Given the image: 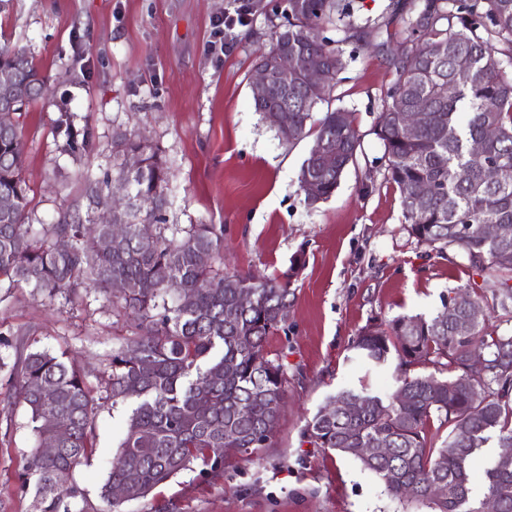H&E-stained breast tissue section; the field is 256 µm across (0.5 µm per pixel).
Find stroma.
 Instances as JSON below:
<instances>
[{"mask_svg":"<svg viewBox=\"0 0 512 512\" xmlns=\"http://www.w3.org/2000/svg\"><path fill=\"white\" fill-rule=\"evenodd\" d=\"M245 7V18L208 53L216 17ZM285 0H5L0 42L22 47L48 76L47 101L24 116L22 174L28 211L51 222L82 200L80 172L112 167V136L146 137L172 165L173 224L224 229V262L243 273L276 276L296 251L305 265L292 282L293 307L284 330L270 336L269 359L286 367V403L269 447L230 451L211 472L194 467L120 505V512H427L400 501L358 462L316 447L305 434L325 400L355 385L352 342L365 325L398 316L436 314L456 288L476 292L489 328L512 334V318L497 308L484 275L463 253L455 256L409 236L400 195L384 177L383 147L374 133L391 85L386 31L371 45L343 42L336 26L323 37L346 61L327 107L354 114L361 138L355 166L336 193L308 206L298 173L311 142L289 143L253 107L250 78L270 45L273 25L287 22ZM89 128L90 152L62 155L61 113ZM28 328L25 349L66 353L102 392L119 337L134 328L112 310L111 297L89 290L73 303L30 289L0 299V332ZM128 405H104L96 418V448L72 478L85 491L79 512H106L100 488L124 433ZM24 405H0V512H36L21 486L35 439Z\"/></svg>","mask_w":512,"mask_h":512,"instance_id":"obj_1","label":"stroma"}]
</instances>
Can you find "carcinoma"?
Returning <instances> with one entry per match:
<instances>
[{"mask_svg": "<svg viewBox=\"0 0 512 512\" xmlns=\"http://www.w3.org/2000/svg\"><path fill=\"white\" fill-rule=\"evenodd\" d=\"M288 24L271 31V46L321 61L328 86L345 67L340 50L321 37L325 26L340 24L345 42H365L379 26L352 19L349 0H287ZM400 21L398 51L389 61L392 82L374 134L384 152L385 178L400 193L408 232L418 242L461 249L470 266L486 273L485 285L505 315H512V235L500 240L481 231L483 224L512 227V0H410L396 3L383 26ZM35 81L27 99L43 95L48 77L16 46H0V79ZM322 97H308L294 80L276 89L255 110L265 115L288 109L293 143L313 136L298 180L314 181L316 193L304 194L312 206L332 197L356 162L360 138L353 114L314 110ZM421 101L424 121L412 139L401 136L393 113ZM57 129L65 137L62 153L90 147L91 134L75 129L62 113ZM22 130L18 122L0 127V284L30 288L53 300L73 301L79 290L112 294L117 313L131 316L138 332L110 355L112 371L105 399L128 400L123 438L100 496L109 512L121 501L118 485L144 497L178 474L201 464H224V442L231 437L243 452L266 448L286 397L285 365L267 358L268 336L283 328L293 303L292 280L305 264L295 253L282 275L257 279L224 268V227L169 224L172 206L170 166L163 150L127 133L113 136L112 171L82 176L86 210L76 205L57 213L50 224L32 223L28 185L22 175ZM480 140L483 154L469 146ZM332 151L336 167L324 169L320 155ZM140 167H127L128 155ZM434 192L412 206L422 183ZM130 187L133 202L112 210V186ZM153 225L154 245L140 243V225ZM125 226L122 242L112 241V225ZM118 282L122 291L111 293ZM253 300L237 306L240 293ZM193 293L185 305L181 293ZM460 318L481 306L479 297L457 290L434 316H399L369 323L354 348L363 360L382 367L395 357L396 389L381 394L360 383L338 397L358 404L351 417L332 410L336 398L319 407L306 432L319 448L359 461L385 490L432 512H512V467L504 470L491 456L484 470L483 497L475 500L471 463L496 440L512 442V334L485 324V315L468 330L443 318L448 306ZM485 365L474 370L470 359ZM422 366L429 373L410 374ZM12 376L14 401L29 412L35 446L21 475L34 490L37 512H75L84 490L72 482L58 486L54 475L71 471L94 450L95 417L101 404L66 354L17 351ZM448 429L437 442L431 421ZM381 446L364 456L354 448ZM448 488L444 498L432 486Z\"/></svg>", "mask_w": 512, "mask_h": 512, "instance_id": "carcinoma-1", "label": "carcinoma"}]
</instances>
